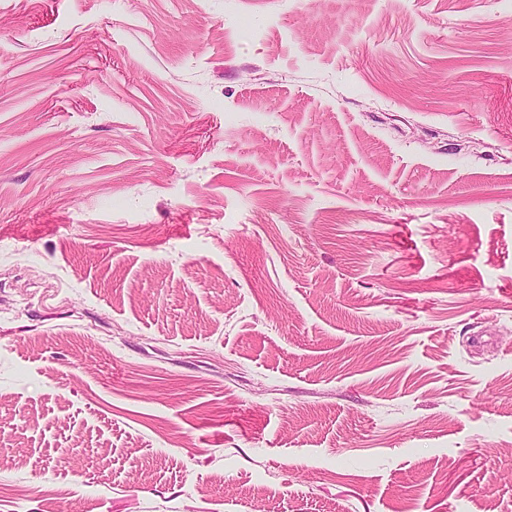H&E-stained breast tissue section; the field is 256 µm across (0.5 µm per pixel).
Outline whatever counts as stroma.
Segmentation results:
<instances>
[{"label": "stroma", "mask_w": 512, "mask_h": 512, "mask_svg": "<svg viewBox=\"0 0 512 512\" xmlns=\"http://www.w3.org/2000/svg\"><path fill=\"white\" fill-rule=\"evenodd\" d=\"M0 512H512V0H0Z\"/></svg>", "instance_id": "1"}]
</instances>
